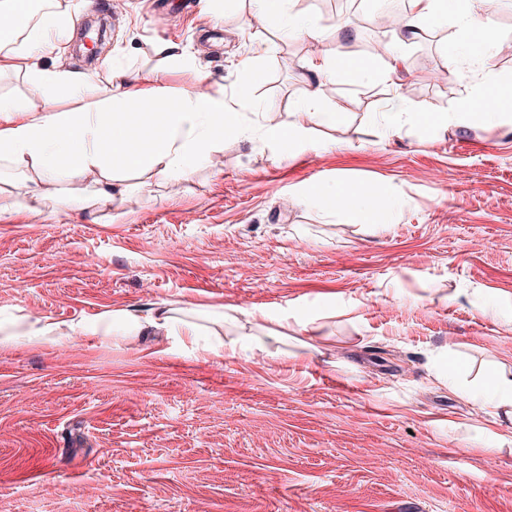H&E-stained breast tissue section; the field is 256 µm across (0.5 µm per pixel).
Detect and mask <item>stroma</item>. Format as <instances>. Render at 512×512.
Listing matches in <instances>:
<instances>
[{
    "label": "stroma",
    "instance_id": "obj_1",
    "mask_svg": "<svg viewBox=\"0 0 512 512\" xmlns=\"http://www.w3.org/2000/svg\"><path fill=\"white\" fill-rule=\"evenodd\" d=\"M184 2L112 0L101 54L69 41L42 57L27 32L26 58L0 71V97L19 102L36 65L93 72L89 95L110 94L107 59L173 94L247 99L221 168L122 173L124 202L95 212L64 205V183L58 204L15 196L0 161V323L37 309L58 326L0 346V512H512V444L495 440L512 426L468 396L512 372V125L440 122L476 89L512 114V54L461 28L451 0L402 45L416 118L394 135L372 45L396 34L371 8L292 0L328 35L313 50L274 17L245 29L261 0ZM463 44L491 78L450 72ZM323 58L335 121L267 139ZM358 183L388 221L314 199ZM170 306L196 339L101 330L106 313ZM449 357L467 369L455 388L436 378Z\"/></svg>",
    "mask_w": 512,
    "mask_h": 512
}]
</instances>
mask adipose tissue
Here are the masks:
<instances>
[{"label": "adipose tissue", "instance_id": "ef3b65f1", "mask_svg": "<svg viewBox=\"0 0 512 512\" xmlns=\"http://www.w3.org/2000/svg\"><path fill=\"white\" fill-rule=\"evenodd\" d=\"M332 67L320 66L305 99L289 112L287 121L270 126L273 140H287L313 122L329 123L334 113L321 109ZM34 99L21 104L0 98V159L23 175L17 188L36 200L55 197L59 183L84 191L74 204L97 210L122 203L125 189L116 176L126 170H147L159 176L186 172L190 162L211 161V152L236 128L238 111L223 97L205 91L161 94L163 112L151 111L137 89V73L112 70V94L86 97L91 77L72 70H35L28 75ZM79 99L77 108L61 111V98ZM23 121H16V113ZM325 211H342L362 221L372 212H385L365 188H323L317 195Z\"/></svg>", "mask_w": 512, "mask_h": 512}]
</instances>
